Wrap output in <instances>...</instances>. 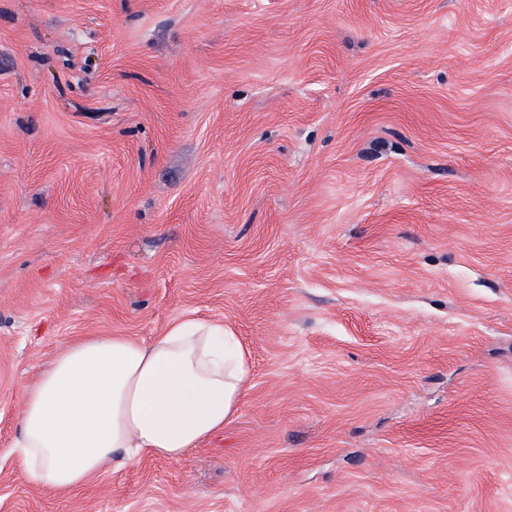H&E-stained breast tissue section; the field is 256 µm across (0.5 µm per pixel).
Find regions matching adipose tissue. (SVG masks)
<instances>
[{"mask_svg": "<svg viewBox=\"0 0 512 512\" xmlns=\"http://www.w3.org/2000/svg\"><path fill=\"white\" fill-rule=\"evenodd\" d=\"M247 375L221 323L179 320L147 343L72 341L22 396L17 446L28 478L69 495L142 455L179 459L235 418Z\"/></svg>", "mask_w": 512, "mask_h": 512, "instance_id": "ef3b65f1", "label": "adipose tissue"}]
</instances>
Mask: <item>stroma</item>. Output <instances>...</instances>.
Masks as SVG:
<instances>
[{
	"label": "stroma",
	"mask_w": 512,
	"mask_h": 512,
	"mask_svg": "<svg viewBox=\"0 0 512 512\" xmlns=\"http://www.w3.org/2000/svg\"><path fill=\"white\" fill-rule=\"evenodd\" d=\"M178 319L223 432L32 484L40 370ZM0 512H512V0H0Z\"/></svg>",
	"instance_id": "35a3bbf8"
}]
</instances>
